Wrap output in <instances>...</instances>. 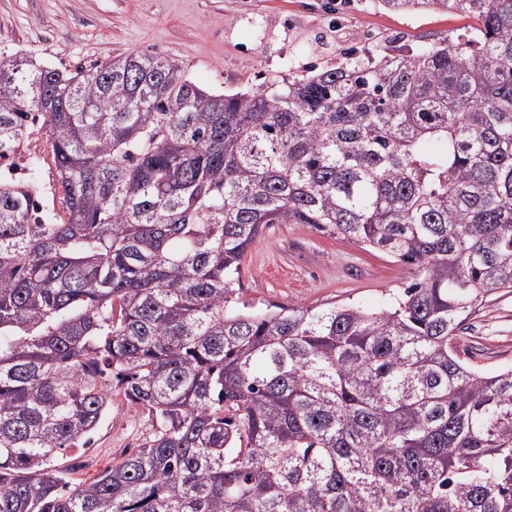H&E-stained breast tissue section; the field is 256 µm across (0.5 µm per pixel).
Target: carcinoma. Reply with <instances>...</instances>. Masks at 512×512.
I'll list each match as a JSON object with an SVG mask.
<instances>
[{
	"mask_svg": "<svg viewBox=\"0 0 512 512\" xmlns=\"http://www.w3.org/2000/svg\"><path fill=\"white\" fill-rule=\"evenodd\" d=\"M471 24L247 92L130 52H0V160L51 145L63 213L0 179V512H512V369L457 329L512 289V0H376ZM268 224L414 266L386 310L257 307ZM150 444L87 480L112 383Z\"/></svg>",
	"mask_w": 512,
	"mask_h": 512,
	"instance_id": "cac0c4a2",
	"label": "carcinoma"
}]
</instances>
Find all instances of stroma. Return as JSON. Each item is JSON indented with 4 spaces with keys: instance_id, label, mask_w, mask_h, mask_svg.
Masks as SVG:
<instances>
[{
    "instance_id": "obj_1",
    "label": "stroma",
    "mask_w": 512,
    "mask_h": 512,
    "mask_svg": "<svg viewBox=\"0 0 512 512\" xmlns=\"http://www.w3.org/2000/svg\"><path fill=\"white\" fill-rule=\"evenodd\" d=\"M467 18L392 13L373 0H0V52H20L62 69L91 67L132 51L178 62L200 87L244 90L265 77L330 60L381 38L415 49ZM242 287L255 303L356 304L380 309L414 279L412 266L308 224H270L244 258ZM460 359L481 373L512 366V290L489 297L455 339ZM159 420L113 389L110 409L90 445L64 455L77 478L149 444Z\"/></svg>"
}]
</instances>
